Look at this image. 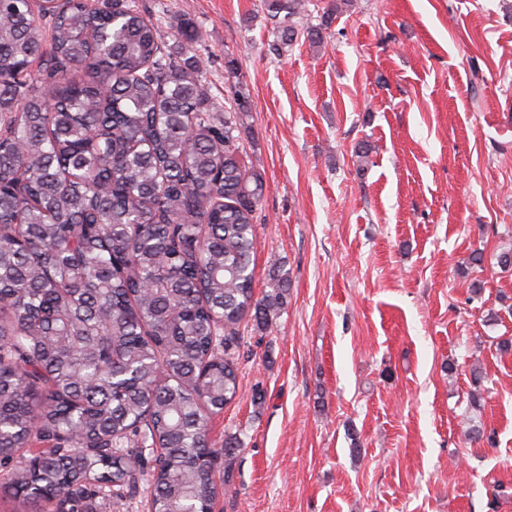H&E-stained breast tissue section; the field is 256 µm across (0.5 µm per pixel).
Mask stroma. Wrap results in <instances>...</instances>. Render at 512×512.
Segmentation results:
<instances>
[{
  "mask_svg": "<svg viewBox=\"0 0 512 512\" xmlns=\"http://www.w3.org/2000/svg\"><path fill=\"white\" fill-rule=\"evenodd\" d=\"M137 2L200 29L216 111L242 92L255 295L288 280L209 422L215 512H512V0H312L290 46L267 0Z\"/></svg>",
  "mask_w": 512,
  "mask_h": 512,
  "instance_id": "obj_1",
  "label": "stroma"
}]
</instances>
